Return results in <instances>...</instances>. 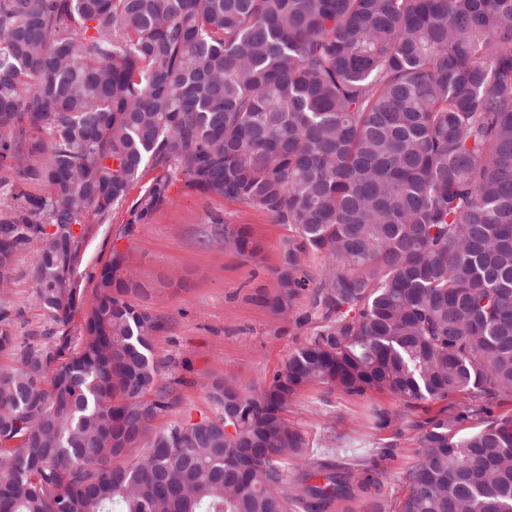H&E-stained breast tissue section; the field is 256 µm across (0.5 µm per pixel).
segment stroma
Instances as JSON below:
<instances>
[{
	"label": "stroma",
	"instance_id": "stroma-1",
	"mask_svg": "<svg viewBox=\"0 0 512 512\" xmlns=\"http://www.w3.org/2000/svg\"><path fill=\"white\" fill-rule=\"evenodd\" d=\"M152 179L148 173L133 185L105 223L88 225L76 279L78 312L86 314L93 304L97 276L113 247L132 248L133 275L147 288L139 304L163 324L152 341L154 356L164 363L165 378L178 381L183 396L170 415L175 421L212 413L209 379L229 378L246 390L262 387L305 336L260 302L275 290L273 271L288 229L256 207L188 190L174 193L148 219L135 221L136 203ZM218 221L250 225L264 247L261 259L243 260L210 241L211 226ZM33 256L26 251L18 262L8 303L21 342L47 341L57 331L34 295L29 276ZM372 402L394 406L385 394L350 396L317 384L301 392L288 416L308 438L330 435L347 451L387 449L391 458L380 492L395 498L403 492L399 476L416 450L415 432L405 426L375 428L366 417Z\"/></svg>",
	"mask_w": 512,
	"mask_h": 512
}]
</instances>
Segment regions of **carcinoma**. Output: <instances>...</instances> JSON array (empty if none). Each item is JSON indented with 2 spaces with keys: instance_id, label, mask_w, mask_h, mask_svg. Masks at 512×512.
I'll return each mask as SVG.
<instances>
[{
  "instance_id": "carcinoma-1",
  "label": "carcinoma",
  "mask_w": 512,
  "mask_h": 512,
  "mask_svg": "<svg viewBox=\"0 0 512 512\" xmlns=\"http://www.w3.org/2000/svg\"><path fill=\"white\" fill-rule=\"evenodd\" d=\"M148 171L137 221L175 188L292 232L261 303L304 343L258 390L211 380L195 420L162 422L182 398L131 251L69 335L85 225ZM23 184L44 194L0 210V512H512V0H0V195ZM34 242L62 334L20 345ZM216 242L262 251L246 224ZM314 384L395 400L372 414L416 430L398 501L386 450L333 460L288 419ZM465 402L466 398L462 395H457L456 397H451L443 401L425 402L422 404V407L416 409L413 417L418 420H423L438 414L443 408L456 410L463 406Z\"/></svg>"
}]
</instances>
